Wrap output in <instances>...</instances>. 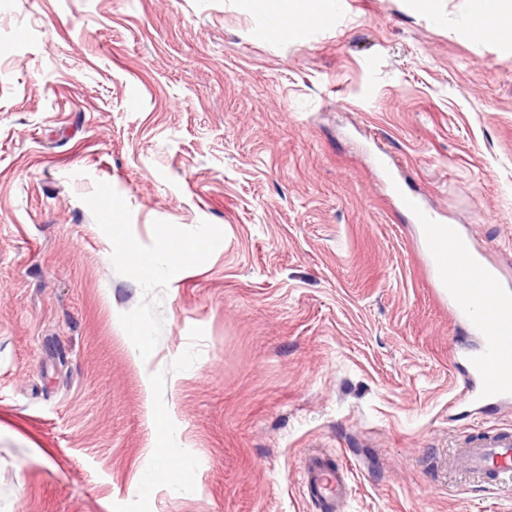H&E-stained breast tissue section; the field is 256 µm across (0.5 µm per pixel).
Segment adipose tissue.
Wrapping results in <instances>:
<instances>
[{
	"label": "adipose tissue",
	"mask_w": 512,
	"mask_h": 512,
	"mask_svg": "<svg viewBox=\"0 0 512 512\" xmlns=\"http://www.w3.org/2000/svg\"><path fill=\"white\" fill-rule=\"evenodd\" d=\"M159 248L156 253L148 255L133 242L125 243L123 255L127 265H134L140 259H147L148 268L138 274V281L152 280L158 274L178 277L183 266L192 254V249L180 241L173 239L166 228L158 230ZM156 426L157 447L153 449L144 469L141 481L143 494H151L156 478H164L176 490H191L193 487V464L176 447L172 433L168 427L164 409H156L153 415Z\"/></svg>",
	"instance_id": "adipose-tissue-1"
}]
</instances>
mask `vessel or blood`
I'll use <instances>...</instances> for the list:
<instances>
[{
    "label": "vessel or blood",
    "instance_id": "vessel-or-blood-1",
    "mask_svg": "<svg viewBox=\"0 0 512 512\" xmlns=\"http://www.w3.org/2000/svg\"><path fill=\"white\" fill-rule=\"evenodd\" d=\"M266 25L271 31L319 28L320 20L298 16L290 19L270 11ZM396 198L404 210L426 227L429 267L448 312L463 322L477 343L465 358L475 386L471 393L487 406L512 404V285L504 283L498 271L472 249L453 248L443 253L437 245L444 235L443 224L423 209L418 200L403 190ZM461 474L495 485L512 476V431L486 434L467 444L449 461ZM303 479L319 512H339L346 495L343 468L321 456L311 457Z\"/></svg>",
    "mask_w": 512,
    "mask_h": 512
}]
</instances>
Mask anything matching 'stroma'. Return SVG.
<instances>
[{"mask_svg":"<svg viewBox=\"0 0 512 512\" xmlns=\"http://www.w3.org/2000/svg\"><path fill=\"white\" fill-rule=\"evenodd\" d=\"M436 2L267 40L238 0H0V512H316L314 453L344 512H512L448 470L512 406L470 405L393 193L512 283V51ZM162 225L222 246L133 282ZM159 407L194 486L145 500ZM303 479L309 496L320 512H339L346 495V473L343 468L323 456L310 458Z\"/></svg>","mask_w":512,"mask_h":512,"instance_id":"obj_1","label":"stroma"}]
</instances>
